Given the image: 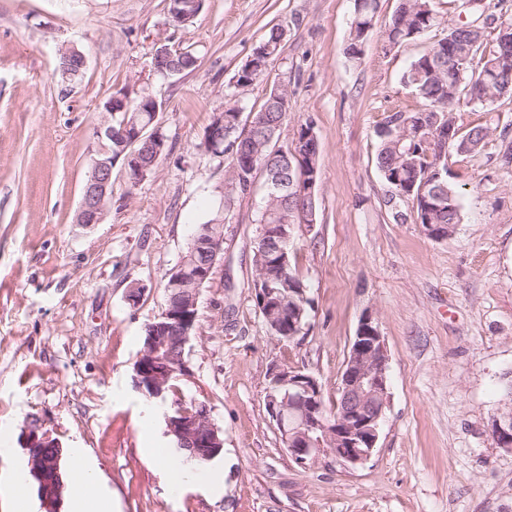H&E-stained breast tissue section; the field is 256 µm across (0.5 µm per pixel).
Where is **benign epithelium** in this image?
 Segmentation results:
<instances>
[{
    "instance_id": "obj_1",
    "label": "benign epithelium",
    "mask_w": 512,
    "mask_h": 512,
    "mask_svg": "<svg viewBox=\"0 0 512 512\" xmlns=\"http://www.w3.org/2000/svg\"><path fill=\"white\" fill-rule=\"evenodd\" d=\"M61 72L68 77L78 74L86 66L84 55L75 50L60 55ZM136 102L132 91L109 98L102 107L99 123L94 127L96 142L109 141L116 129L112 121L120 112L129 111ZM127 122L121 123V135L125 142L120 148L128 151L124 168L132 186L146 180L140 152L136 146L144 143L155 146V158H160L163 146L154 145L155 140H165L157 128L137 129L129 134ZM113 159L104 150H96L91 161V171L83 187L77 211V223L99 224L103 221L112 197ZM266 183L284 193L294 207L302 223H316L313 190L316 180L303 187L295 180L281 179L276 168L264 169ZM196 246L209 254L206 262L191 278L172 271V286L176 288L174 299L168 307L145 330L146 342L133 378L137 390L150 399H160L166 385L175 373L188 371L185 360L186 346L195 331L198 317L199 285L211 277L216 263L224 254V236ZM179 340L178 352L169 344L170 334ZM388 355L377 319L367 312L360 319L353 339L350 354L342 374L340 399L336 401V423L324 420L322 390L316 377L300 367L275 365L269 373V388L266 395V411L282 439L289 444L288 453L297 465L308 468L315 465L321 456L332 455L347 467L364 464L372 456L385 417L387 405ZM166 435L173 438L176 450H187L191 457L211 459L224 450L223 431L209 418L207 412L176 410L165 418ZM322 432L323 438L314 439L312 434ZM491 433L497 444L512 451V414L501 412L492 420ZM23 447L27 448L30 470L43 476L49 463L41 454L43 448H58L60 444L49 433L34 425L21 432ZM330 447H325V444Z\"/></svg>"
}]
</instances>
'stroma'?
<instances>
[{
	"instance_id": "1",
	"label": "stroma",
	"mask_w": 512,
	"mask_h": 512,
	"mask_svg": "<svg viewBox=\"0 0 512 512\" xmlns=\"http://www.w3.org/2000/svg\"><path fill=\"white\" fill-rule=\"evenodd\" d=\"M168 0H0V458L8 473L27 452L20 433L38 421L64 453L82 449L110 498L105 512H512V452L491 422L512 382V93L464 105L462 129L487 128L479 152L441 159L463 197L446 239L424 234L385 203L375 130L418 101L402 75L427 44L466 23L462 0H434L438 24L390 50L380 11L359 59L345 51L354 0H204L192 24L170 22ZM285 37L248 91L237 73L272 26ZM192 50L195 70L167 78L160 46ZM87 66L67 81L61 51ZM154 96L167 150L154 174L131 186L112 165L102 223L77 224L92 132L117 91ZM288 92L281 139L301 124L317 136L316 224L290 242L312 301L308 331L270 337L253 302L252 240L259 193L235 194L230 155L204 146L214 113L257 110ZM227 197L224 259L202 288L189 371L153 417L133 383L145 327L163 310L178 265L212 201ZM141 296L129 303V289ZM377 318L388 361L389 404L377 447L349 468L333 456L303 469L265 409L268 374L298 366L335 406L363 313ZM204 404L224 432L210 463L223 491L172 495L148 448H165L164 418Z\"/></svg>"
}]
</instances>
